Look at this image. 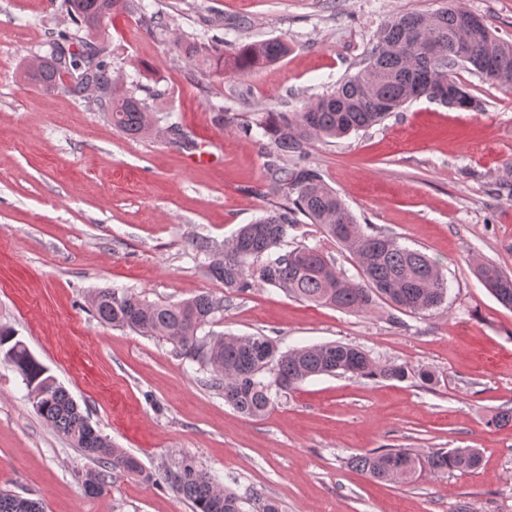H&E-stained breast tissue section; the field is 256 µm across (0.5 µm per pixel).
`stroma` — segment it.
<instances>
[{"label": "stroma", "mask_w": 512, "mask_h": 512, "mask_svg": "<svg viewBox=\"0 0 512 512\" xmlns=\"http://www.w3.org/2000/svg\"><path fill=\"white\" fill-rule=\"evenodd\" d=\"M169 31L120 13L100 40L124 91H158L191 144L157 132L137 139L113 127L71 76L45 90L24 77L69 21L51 0H0V325L15 329L115 447L144 472L115 473L90 496L92 461L36 415L19 373L0 362V489L42 512H192L164 479L191 459L237 493L255 488L279 512H512V310L474 273L478 260L512 273V86L457 76L482 111L421 98L381 124L307 146L359 222L436 260L448 285L439 310L396 314L380 305L346 313L261 286L231 297L214 333L261 334L280 349L357 345L381 361L431 371L435 384L317 376L246 418L206 384L171 343L100 323L99 288L149 302L223 296L189 248L223 244L280 202L267 172L273 144L244 121L294 112L356 73L378 30L400 13L436 12L446 0H142ZM512 42V0H462ZM228 43L287 39L280 62L211 76L188 62L176 36L202 30ZM289 246L321 248L349 277L352 254L303 224ZM391 445L476 448V470L409 485L369 478L349 457Z\"/></svg>", "instance_id": "stroma-1"}]
</instances>
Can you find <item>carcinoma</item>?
<instances>
[{
  "mask_svg": "<svg viewBox=\"0 0 512 512\" xmlns=\"http://www.w3.org/2000/svg\"><path fill=\"white\" fill-rule=\"evenodd\" d=\"M74 30H61L49 55L26 65V75L42 88L55 87L65 73L76 74L71 91L88 96L98 110L112 115V124L136 138L158 129L156 113L135 94L115 92L112 64L97 41L107 20L118 12L140 10L134 0H60ZM469 14L459 0L431 14L404 13L385 23L364 65L336 89L299 112L271 114L255 122L273 141L275 158H293L291 166L269 164L283 190V201L243 225L218 249L205 238L190 242L207 276L224 284L228 296L254 286H272L296 299L355 314H370L381 302L394 309L419 314L441 306L448 287L441 267L426 254L411 249L382 232L368 233L343 201L304 162L306 145L322 138H340L381 123L408 103L415 83H452L448 105L478 110L481 101L455 79L457 47L463 37L460 16ZM188 61L208 72L231 68L246 73L282 60L290 52L280 38L231 44L176 39ZM465 70L494 84H512V43L490 29ZM346 247L358 266L351 280L325 253L299 245L289 251V232L303 220ZM476 275L496 300L512 308V275L492 262H480ZM102 323L140 335L162 338L180 356L200 363L222 387L225 403L251 418L265 416L281 394L296 390L305 380L320 376L351 375L360 379L405 380L409 367L382 363L364 349L337 342L282 351L262 335L235 336L205 331L224 311V298L200 294L176 303H152L127 290L100 288L91 299ZM0 360L23 378L27 398L36 414L54 431L97 463L86 473L84 487L102 493L109 471L143 473L138 459L113 447L81 412L69 393L31 355L16 331L0 326ZM348 464L371 478L410 483L423 475L472 471L480 464L476 448H376L351 457ZM165 480L188 500L193 512H243V498L221 489L209 473L191 460L166 469ZM0 512H40L39 503L0 491Z\"/></svg>",
  "mask_w": 512,
  "mask_h": 512,
  "instance_id": "carcinoma-1",
  "label": "carcinoma"
}]
</instances>
